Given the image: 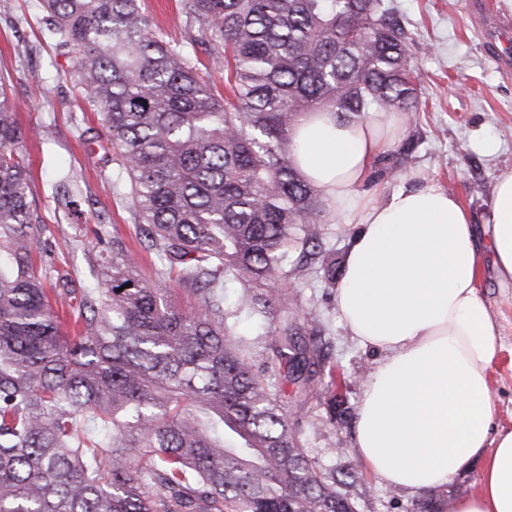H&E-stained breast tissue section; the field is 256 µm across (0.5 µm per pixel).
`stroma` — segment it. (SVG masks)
<instances>
[{
  "mask_svg": "<svg viewBox=\"0 0 512 512\" xmlns=\"http://www.w3.org/2000/svg\"><path fill=\"white\" fill-rule=\"evenodd\" d=\"M408 36L423 95L417 114L390 148L404 171L437 178L469 209L474 223L487 219V203L498 175L512 170V69L495 62L501 43L491 36L488 13L512 18V0H393ZM153 28L168 41L183 40L179 0H141ZM37 0H0V76L28 136L23 142L31 166L30 198L41 219V238L51 248L52 278L80 289L92 282L103 254L99 224L116 229L130 244L141 241L140 226L127 200L112 191V146L91 140L101 116L83 102L68 77L72 61L42 35ZM79 185L81 218L53 199L61 172ZM343 225L326 220L323 243L327 268L295 271L292 300L304 333L321 331L323 361L315 368L307 398L289 399V423L310 457L320 465L348 464L359 479L350 494L358 512H406L413 502L404 491L381 483L352 448V423H334L319 392L330 374L352 382L344 397L356 409L362 381L378 359L361 348L341 324L328 267H340L348 248ZM491 251H484L480 292L500 331L502 353L494 368L493 397L502 425H512V285L496 281Z\"/></svg>",
  "mask_w": 512,
  "mask_h": 512,
  "instance_id": "1",
  "label": "stroma"
}]
</instances>
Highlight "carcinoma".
Wrapping results in <instances>:
<instances>
[{
  "instance_id": "1",
  "label": "carcinoma",
  "mask_w": 512,
  "mask_h": 512,
  "mask_svg": "<svg viewBox=\"0 0 512 512\" xmlns=\"http://www.w3.org/2000/svg\"><path fill=\"white\" fill-rule=\"evenodd\" d=\"M44 37L118 150L112 188L144 225L155 276L102 226L100 272L53 283L24 134L0 82V512H357L284 414L322 358L301 341L288 259L325 265V203L292 165L299 117L416 111L419 82L387 0H180L184 40L140 0H39ZM208 50V61L197 46ZM224 68V92L210 70ZM73 176L55 184L69 209ZM198 306L167 297L171 276ZM239 288L235 307L224 290ZM73 315L62 330L59 310ZM268 323L264 357L239 325ZM429 493L411 512H445Z\"/></svg>"
}]
</instances>
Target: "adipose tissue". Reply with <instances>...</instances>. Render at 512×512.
Listing matches in <instances>:
<instances>
[{
	"instance_id": "ef3b65f1",
	"label": "adipose tissue",
	"mask_w": 512,
	"mask_h": 512,
	"mask_svg": "<svg viewBox=\"0 0 512 512\" xmlns=\"http://www.w3.org/2000/svg\"><path fill=\"white\" fill-rule=\"evenodd\" d=\"M403 131L398 112L343 121L305 115L291 160L349 230L336 308L358 343L378 353L354 418V449L385 485L413 496L477 467L475 489L448 512H512V426L495 423L490 392L502 346L478 285L491 249L512 283V171L502 174L476 228L440 183L409 173L376 201L363 190Z\"/></svg>"
}]
</instances>
